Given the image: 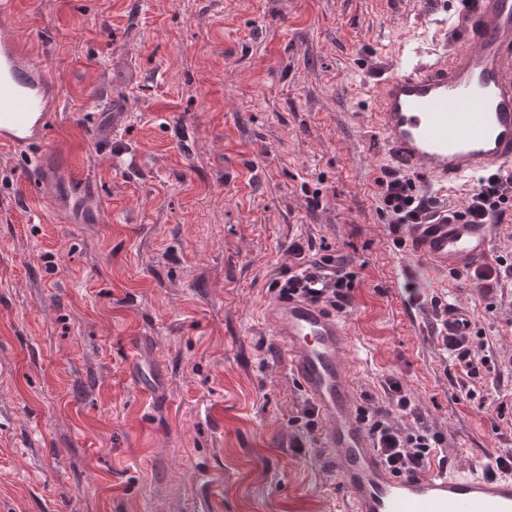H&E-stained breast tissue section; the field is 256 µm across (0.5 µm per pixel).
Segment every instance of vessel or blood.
Wrapping results in <instances>:
<instances>
[{"label":"vessel or blood","instance_id":"1","mask_svg":"<svg viewBox=\"0 0 512 512\" xmlns=\"http://www.w3.org/2000/svg\"><path fill=\"white\" fill-rule=\"evenodd\" d=\"M460 44L451 54L380 78L375 122L390 163L445 185L477 175L512 174V0H459ZM53 91L27 64L9 30L0 31V145L28 149L29 165L64 178L41 148ZM495 227L464 216L415 224L416 256L433 267L469 271L490 253ZM274 336L325 425L320 445L339 484L338 512H512V474L434 468L397 473L362 426L344 367L346 321L324 302L276 296ZM442 333L470 337L467 307L439 313Z\"/></svg>","mask_w":512,"mask_h":512}]
</instances>
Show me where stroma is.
Listing matches in <instances>:
<instances>
[{
    "label": "stroma",
    "mask_w": 512,
    "mask_h": 512,
    "mask_svg": "<svg viewBox=\"0 0 512 512\" xmlns=\"http://www.w3.org/2000/svg\"><path fill=\"white\" fill-rule=\"evenodd\" d=\"M454 2L14 0L0 22L58 98L43 149L94 191L55 205L0 146V512H326L336 477L318 439L292 448L307 398L267 315L296 242L356 275L361 408L453 467L512 451V280L485 298L425 270L380 209L373 84L457 47ZM448 297L479 377L433 336Z\"/></svg>",
    "instance_id": "obj_1"
}]
</instances>
